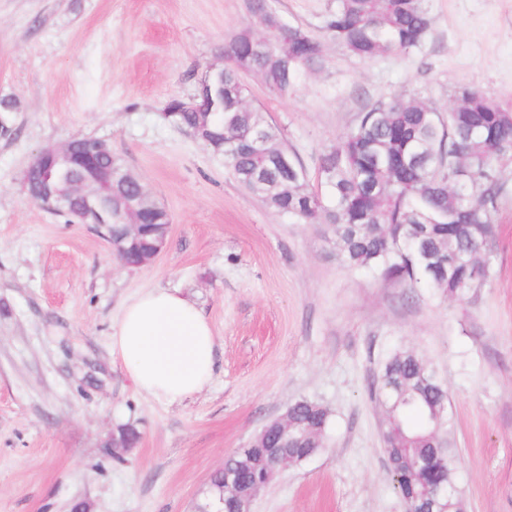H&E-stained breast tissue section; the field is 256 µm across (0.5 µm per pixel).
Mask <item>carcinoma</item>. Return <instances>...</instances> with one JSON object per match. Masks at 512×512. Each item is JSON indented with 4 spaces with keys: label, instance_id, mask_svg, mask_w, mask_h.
<instances>
[{
    "label": "carcinoma",
    "instance_id": "obj_1",
    "mask_svg": "<svg viewBox=\"0 0 512 512\" xmlns=\"http://www.w3.org/2000/svg\"><path fill=\"white\" fill-rule=\"evenodd\" d=\"M245 8L247 20L224 42V65L209 87L189 100L171 99L162 118L223 155L239 186L268 209L293 224L328 225L345 265L450 300L483 287L493 268L492 215L506 194L500 170L512 164V109L475 87L463 88L446 112L403 95L368 101L322 155L318 190L265 111L247 103L240 73L259 75L286 97L324 68L326 42L288 23L272 0H245ZM432 24L427 0H336L325 31L351 55L371 60L422 49ZM204 125L210 132L203 137ZM99 161L112 166V205L100 206L97 221L113 237L125 231L126 200L139 204L145 224L162 214L122 157L109 151ZM372 391L395 490L417 510L427 486L441 484L449 491L446 512H458V453L444 384L414 350L402 349L385 360ZM328 424L326 408L297 400L288 406V436L270 426L263 446L321 449ZM224 469L245 484L265 477V459L255 450L246 466L238 449Z\"/></svg>",
    "mask_w": 512,
    "mask_h": 512
}]
</instances>
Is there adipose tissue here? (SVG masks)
Returning <instances> with one entry per match:
<instances>
[{
    "mask_svg": "<svg viewBox=\"0 0 512 512\" xmlns=\"http://www.w3.org/2000/svg\"><path fill=\"white\" fill-rule=\"evenodd\" d=\"M112 358L141 392L169 403L202 392L215 366L208 321L187 299L160 288L122 309L111 335Z\"/></svg>",
    "mask_w": 512,
    "mask_h": 512,
    "instance_id": "1",
    "label": "adipose tissue"
}]
</instances>
